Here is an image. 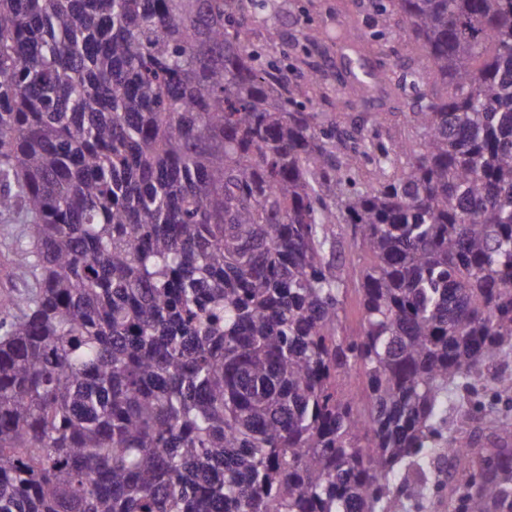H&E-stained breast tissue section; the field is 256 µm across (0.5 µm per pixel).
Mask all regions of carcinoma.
<instances>
[{"instance_id": "carcinoma-1", "label": "carcinoma", "mask_w": 512, "mask_h": 512, "mask_svg": "<svg viewBox=\"0 0 512 512\" xmlns=\"http://www.w3.org/2000/svg\"><path fill=\"white\" fill-rule=\"evenodd\" d=\"M256 5L0 0V512H399L512 396V0H392L410 134L342 151ZM446 444L438 510L512 512V420ZM20 227V224H9L5 220L0 219V301L7 292L21 291L24 289V285L21 282L8 279L7 276L4 277L3 275V248L11 237V234H15ZM335 232L340 241L341 258L347 265L352 262H357L358 258L361 263H369V257L364 255H359L358 257L356 239L349 224H338L337 228H335ZM348 291L344 300L343 312V331L347 334H354L359 330L360 310L358 304V293L355 288L358 285L353 282L348 283Z\"/></svg>"}]
</instances>
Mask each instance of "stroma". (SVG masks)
<instances>
[{
  "instance_id": "obj_1",
  "label": "stroma",
  "mask_w": 512,
  "mask_h": 512,
  "mask_svg": "<svg viewBox=\"0 0 512 512\" xmlns=\"http://www.w3.org/2000/svg\"><path fill=\"white\" fill-rule=\"evenodd\" d=\"M244 25L251 29L252 44L263 60L286 65L289 81H303L311 67L319 72L323 84L318 100L322 111L332 117L342 143L361 132L376 141L403 138L414 92L394 100L377 98L365 106L344 102L348 74L340 35L351 32L370 43L369 67L384 66L397 76L409 63L412 49L407 34L398 24H383L373 0H267L245 15ZM310 28L321 33V48L308 49L305 33Z\"/></svg>"
}]
</instances>
